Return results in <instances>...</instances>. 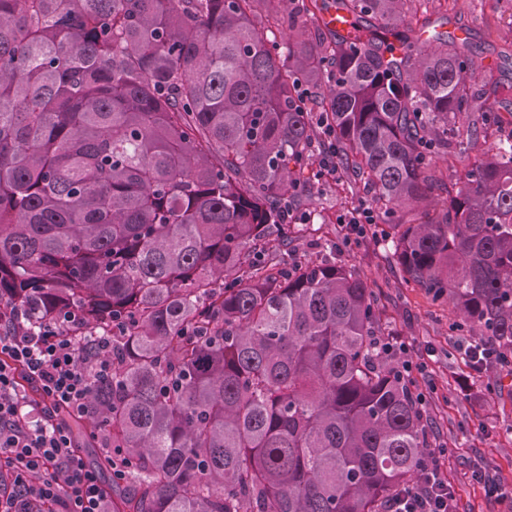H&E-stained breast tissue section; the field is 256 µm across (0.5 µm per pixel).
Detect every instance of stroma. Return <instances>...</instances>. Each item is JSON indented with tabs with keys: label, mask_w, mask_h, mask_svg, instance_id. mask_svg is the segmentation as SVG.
Here are the masks:
<instances>
[{
	"label": "stroma",
	"mask_w": 512,
	"mask_h": 512,
	"mask_svg": "<svg viewBox=\"0 0 512 512\" xmlns=\"http://www.w3.org/2000/svg\"><path fill=\"white\" fill-rule=\"evenodd\" d=\"M461 22L474 31L468 82L477 87L494 76L512 83V0H458L447 27L455 29ZM350 196L342 183L320 182L298 206L299 213L310 216L306 229L325 227L333 241H340L345 227L338 217ZM351 253L359 272L380 288L377 307L384 328L405 336L425 367L418 383L430 393L425 412L434 423L432 442L448 449L444 473L458 512H504V505L471 478L480 470L512 485V396L493 391L497 369L471 375L459 355L460 346L472 341L471 331L453 329L447 305L432 302L422 289L402 281L386 261L381 240L366 238ZM466 377L472 384L468 394L460 389Z\"/></svg>",
	"instance_id": "35a3bbf8"
}]
</instances>
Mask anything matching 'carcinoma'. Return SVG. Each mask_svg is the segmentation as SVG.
<instances>
[{"label": "carcinoma", "mask_w": 512, "mask_h": 512, "mask_svg": "<svg viewBox=\"0 0 512 512\" xmlns=\"http://www.w3.org/2000/svg\"><path fill=\"white\" fill-rule=\"evenodd\" d=\"M415 2L0 0V302L112 328V512H384L416 478L371 283L320 237L277 259L322 119L404 283L512 352V140L473 154L512 86L472 89V29L422 43Z\"/></svg>", "instance_id": "carcinoma-1"}]
</instances>
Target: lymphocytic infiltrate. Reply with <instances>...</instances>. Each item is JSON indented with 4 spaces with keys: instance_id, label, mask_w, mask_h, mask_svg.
<instances>
[{
    "instance_id": "obj_1",
    "label": "lymphocytic infiltrate",
    "mask_w": 512,
    "mask_h": 512,
    "mask_svg": "<svg viewBox=\"0 0 512 512\" xmlns=\"http://www.w3.org/2000/svg\"><path fill=\"white\" fill-rule=\"evenodd\" d=\"M81 321L72 310L38 317L0 303V512H112L72 428L91 412L92 377L112 373V338L95 335L79 349ZM445 454L429 449L388 512H449Z\"/></svg>"
}]
</instances>
